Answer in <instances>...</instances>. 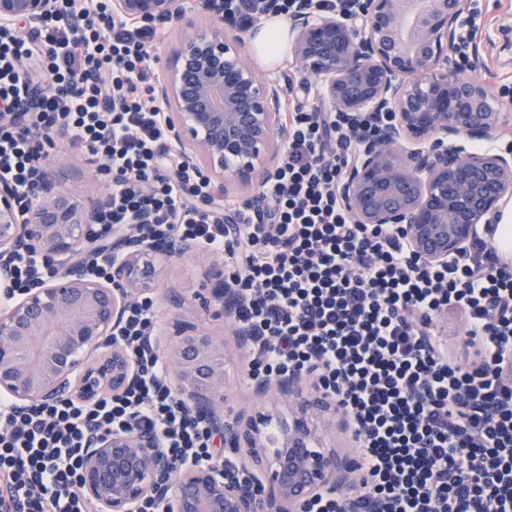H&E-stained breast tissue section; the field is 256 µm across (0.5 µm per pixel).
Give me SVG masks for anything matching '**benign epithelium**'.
<instances>
[{"instance_id": "7a95c632", "label": "benign epithelium", "mask_w": 512, "mask_h": 512, "mask_svg": "<svg viewBox=\"0 0 512 512\" xmlns=\"http://www.w3.org/2000/svg\"><path fill=\"white\" fill-rule=\"evenodd\" d=\"M58 0H0V25L30 29ZM468 0H348L345 8L302 12L290 23L291 52L317 82L333 110L356 116L391 112L393 119L359 149L338 185L356 224H398L426 264L446 266L479 238L485 217L512 201V152L469 150L461 142L493 144L512 117L491 106L495 93L477 74L463 76L452 57L455 23ZM208 28L185 39L156 96L167 111L181 160L224 188L261 186L283 156L282 85L250 63L244 32L231 34L224 0H203ZM112 19H186L183 0H111ZM23 205L0 182V394L18 411L63 397L96 400L128 387L135 368L115 342L127 309L152 292L164 266L198 244L166 242L147 232V219L109 228L97 223L98 198L79 200L63 188L52 163ZM112 253L109 275L88 271L99 250ZM19 253L52 264L53 275L15 289L7 260ZM206 305L231 330L237 346L252 338L237 321L241 302L224 265L209 268ZM162 355L184 402L201 415L239 459L230 479L210 463L174 468L154 436L129 430L91 435L77 489L91 512H138L154 497L164 512H300L331 496L351 501L355 461L329 447L307 415L331 410L310 375L253 378L266 407L224 414V385L233 352L224 335L189 325Z\"/></svg>"}]
</instances>
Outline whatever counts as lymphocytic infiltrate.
<instances>
[{"instance_id":"1","label":"lymphocytic infiltrate","mask_w":512,"mask_h":512,"mask_svg":"<svg viewBox=\"0 0 512 512\" xmlns=\"http://www.w3.org/2000/svg\"><path fill=\"white\" fill-rule=\"evenodd\" d=\"M37 29L33 40L0 32V181L28 203L64 130L109 180L100 223L145 215L157 239L190 238L223 258L243 295L251 373H312L352 421L358 496L345 511L321 498L302 512H512V263L486 237L448 266L426 265L400 226L353 223L336 190L391 113L353 121L322 100L288 102L284 154L257 200L219 201L210 178L181 167L155 95L147 63L164 28L113 21L105 0H62ZM34 84L38 111L14 116ZM448 309L465 320L469 363L433 331ZM155 325L152 298L128 310L119 342L138 374L125 391L23 412L0 399V512H89L76 480L94 432L146 431L174 464L233 473L168 387L147 346Z\"/></svg>"}]
</instances>
